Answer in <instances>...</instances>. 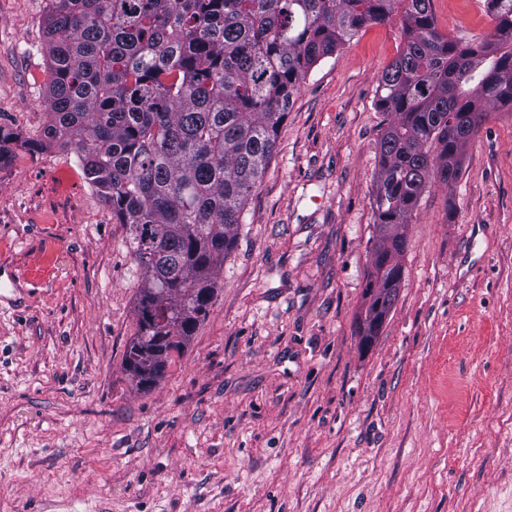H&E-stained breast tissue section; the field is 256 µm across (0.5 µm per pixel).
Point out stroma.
<instances>
[{
  "label": "stroma",
  "instance_id": "stroma-1",
  "mask_svg": "<svg viewBox=\"0 0 512 512\" xmlns=\"http://www.w3.org/2000/svg\"><path fill=\"white\" fill-rule=\"evenodd\" d=\"M431 7L449 37L493 30L485 0ZM48 12L0 0V512H512V108L421 196L362 349L401 22L338 47L292 97L207 317L139 391L127 227L40 145Z\"/></svg>",
  "mask_w": 512,
  "mask_h": 512
}]
</instances>
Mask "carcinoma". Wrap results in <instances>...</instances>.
<instances>
[{"label": "carcinoma", "mask_w": 512, "mask_h": 512, "mask_svg": "<svg viewBox=\"0 0 512 512\" xmlns=\"http://www.w3.org/2000/svg\"><path fill=\"white\" fill-rule=\"evenodd\" d=\"M479 43L437 28L431 0H50L44 144L73 151L130 230L143 272L122 366L162 380L204 319L294 91L363 28L401 19L378 79L375 224L360 343L397 298L407 218L450 188L489 109L512 107V0H486Z\"/></svg>", "instance_id": "obj_1"}]
</instances>
